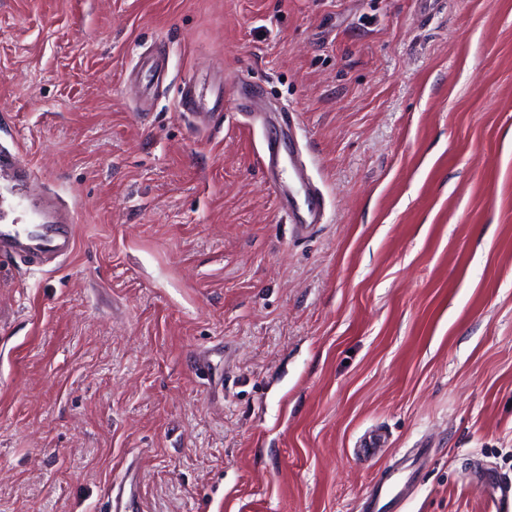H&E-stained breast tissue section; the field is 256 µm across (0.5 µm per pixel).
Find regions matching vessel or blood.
Listing matches in <instances>:
<instances>
[{"mask_svg":"<svg viewBox=\"0 0 512 512\" xmlns=\"http://www.w3.org/2000/svg\"><path fill=\"white\" fill-rule=\"evenodd\" d=\"M202 95L195 85L183 87L180 100L184 108L191 110L200 124H215L224 105L223 94H216L213 109L201 111ZM281 142L267 135L262 139V167L270 182H278L281 171H288L297 181L300 190L288 198L293 233L298 237L311 235L321 223L325 212V197L308 177L300 156L289 159L288 167H281ZM9 171L19 181H27L31 169L19 153L0 154V173ZM21 203L0 204V265L10 262L16 265L44 264L69 255L75 239L69 230L70 213L60 209L57 223L25 224L19 218ZM431 451L415 449L411 455L400 459L384 471L382 477L369 486L362 497L358 512H402L426 468Z\"/></svg>","mask_w":512,"mask_h":512,"instance_id":"1","label":"vessel or blood"}]
</instances>
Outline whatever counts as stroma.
I'll use <instances>...</instances> for the list:
<instances>
[{
  "label": "stroma",
  "mask_w": 512,
  "mask_h": 512,
  "mask_svg": "<svg viewBox=\"0 0 512 512\" xmlns=\"http://www.w3.org/2000/svg\"><path fill=\"white\" fill-rule=\"evenodd\" d=\"M155 46L162 85L130 71ZM224 89L197 130L183 84ZM326 198L289 233L259 153ZM66 206L57 267L0 268V512H407L512 481V0H0V149ZM380 433L383 450L359 455ZM280 158L281 141L276 137L263 134L261 164L268 179L275 186L283 169L280 165ZM430 454V448H415L405 459L389 464L383 476L368 487L361 498L358 511L382 512L379 510L387 508L402 511L405 502L417 487Z\"/></svg>",
  "instance_id": "1"
}]
</instances>
